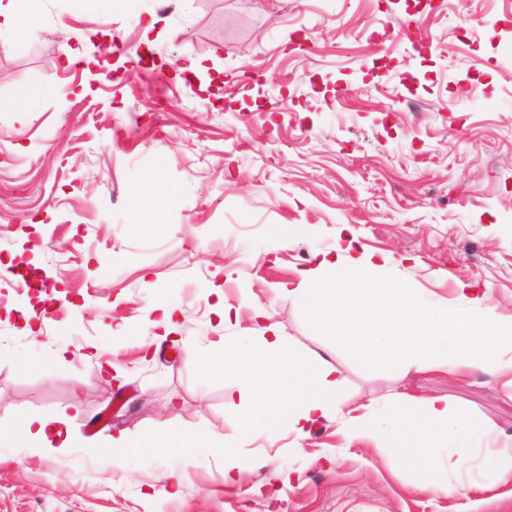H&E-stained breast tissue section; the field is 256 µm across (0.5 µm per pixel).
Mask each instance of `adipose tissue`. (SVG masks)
<instances>
[{
	"instance_id": "obj_1",
	"label": "adipose tissue",
	"mask_w": 512,
	"mask_h": 512,
	"mask_svg": "<svg viewBox=\"0 0 512 512\" xmlns=\"http://www.w3.org/2000/svg\"><path fill=\"white\" fill-rule=\"evenodd\" d=\"M318 268L322 277L305 275L291 294L309 317H333L337 336L356 353L377 359L396 355L419 372L481 369L505 376V365L488 352L486 342L512 349V322L499 321L481 298H471L468 310L456 313L421 298L415 289L379 287L376 263L363 254L325 257ZM375 296L382 301L378 312L369 306ZM355 307L362 312L358 326L348 317ZM213 347L224 355L225 376L249 386L262 425L284 422L302 438L309 426L343 414L348 406L336 366L315 353L293 355L275 326L233 341L219 338ZM281 391L287 392V401L278 400ZM384 431L394 435L396 451L416 471L419 489L445 494L462 486L469 461L464 442L485 434L479 423L455 413L441 395L401 396L376 424L352 416L347 434L353 441H373Z\"/></svg>"
}]
</instances>
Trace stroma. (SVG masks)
Returning <instances> with one entry per match:
<instances>
[{
    "mask_svg": "<svg viewBox=\"0 0 512 512\" xmlns=\"http://www.w3.org/2000/svg\"><path fill=\"white\" fill-rule=\"evenodd\" d=\"M0 102V431L80 404L65 453L0 452V512H512L482 463L512 449L502 377L357 355L288 294L351 242L379 284L512 321V0H38L0 39ZM259 313L368 413L406 394L473 414V491H420L341 419L249 432L210 343Z\"/></svg>",
    "mask_w": 512,
    "mask_h": 512,
    "instance_id": "35a3bbf8",
    "label": "stroma"
}]
</instances>
